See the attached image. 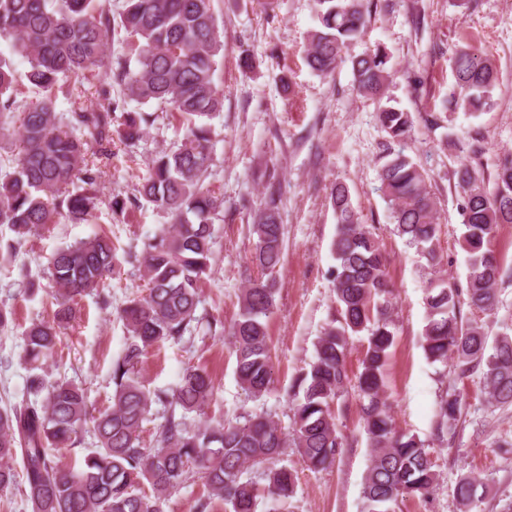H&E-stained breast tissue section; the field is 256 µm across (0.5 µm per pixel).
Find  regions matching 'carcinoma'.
I'll return each mask as SVG.
<instances>
[{
    "label": "carcinoma",
    "mask_w": 512,
    "mask_h": 512,
    "mask_svg": "<svg viewBox=\"0 0 512 512\" xmlns=\"http://www.w3.org/2000/svg\"><path fill=\"white\" fill-rule=\"evenodd\" d=\"M213 2L123 0L114 12L112 0H0V40L27 61L26 78L42 92L36 102L20 107L12 61L0 55V116L11 119L19 112L17 155L9 168L0 166V229L12 232L16 244L62 217L87 224L104 203L117 215L125 212L120 195L103 200L98 173L99 164L112 160V143L135 149L153 123L151 114L127 109V101L155 102L187 121L180 142L154 156L138 190L168 216L169 224L144 248L147 294L122 309L130 342L112 362V403L96 416L81 385L48 380L43 365L56 355L78 298L116 274L115 248L108 236L95 235L52 256L57 309L52 320L33 321L22 332L30 398L0 408V489L19 486L30 512H162L163 501L191 473L229 512H256L258 488L244 473L266 464L271 512H286L296 480L287 467L272 463L291 436L312 469L334 464L344 443L331 405L350 383L347 344L360 333L367 339L356 388L371 448L362 486L365 512H394L401 500L428 499L437 485L424 443L398 431L390 414L383 370L396 332L387 257L375 228L362 222L342 182L332 184L328 194L337 220L331 273L336 314L319 337L309 368L295 379L299 396L291 407L292 435L257 413L242 422L191 425L187 416L202 412L214 394L213 379L204 369H186L171 392H151L138 379L149 348L182 340L199 322L200 285L212 269L214 222L224 210V200L204 186L215 164L213 119L224 109V90L215 81L224 41ZM316 5L318 28L310 35L308 67L326 77L351 62L354 90L380 103L381 129L391 141H403L413 126L410 113L381 104L392 72L391 53L377 44L348 54L365 32L370 0H316ZM453 72L449 109L488 103L497 79L488 55L467 45L456 54ZM72 79L100 83L107 103L76 102L67 115L58 114V95L71 94ZM114 83L123 88L120 99H111ZM383 159L377 190L394 233L432 269L438 265L439 228L427 173L402 149L387 151ZM453 177L462 195L466 288L438 276L428 280L422 347L430 361L452 365L461 379L480 372L488 403L510 406L512 336L506 331L490 336L477 320L463 319L461 305L480 312L498 305L503 266L493 240L499 225L512 224V153L497 155L490 185L468 163L460 164ZM253 234L262 277L243 290L230 335L237 381L260 398L272 379L267 317L275 305L272 274L282 263L284 243L275 193L256 213ZM154 402L169 405L170 413L156 431L155 444L145 448L139 430ZM460 409L459 395L442 397L438 429L455 428ZM89 422L97 448L76 466L55 462L50 450L77 444ZM454 495L471 507L479 500L476 479L460 475Z\"/></svg>",
    "instance_id": "cac0c4a2"
}]
</instances>
